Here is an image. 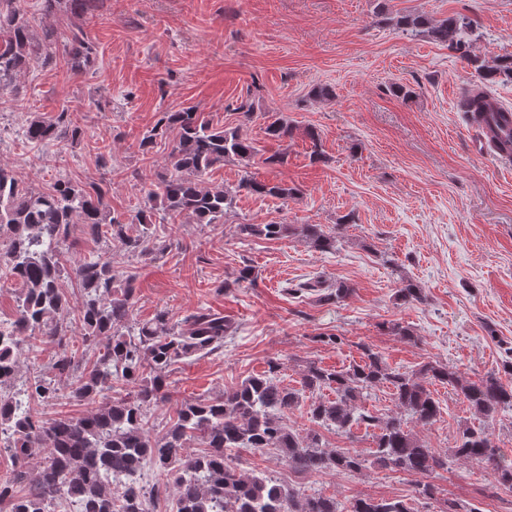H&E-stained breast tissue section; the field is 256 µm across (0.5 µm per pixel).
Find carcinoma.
Instances as JSON below:
<instances>
[{
	"instance_id": "cac0c4a2",
	"label": "carcinoma",
	"mask_w": 512,
	"mask_h": 512,
	"mask_svg": "<svg viewBox=\"0 0 512 512\" xmlns=\"http://www.w3.org/2000/svg\"><path fill=\"white\" fill-rule=\"evenodd\" d=\"M22 2L0 0V92L17 86L33 66L56 62L58 31L48 28L38 37ZM100 3L43 0V10L47 16L63 12L85 17L95 15ZM396 25L448 45L474 66L484 83L512 81V55L488 66L469 54L473 24L466 17L429 27L422 15H404ZM64 43L62 60L70 73H82L96 59L97 47L82 29L69 31ZM265 134L281 141L292 137L294 128L273 115ZM83 136V128L65 109L54 116L36 113L24 129L29 142L61 150ZM164 136L175 174L152 184L145 206L129 217L112 210L103 181L59 179L44 190H33L14 168L0 163V273L18 286L16 316L0 324V386L16 379L22 343L49 342L56 347L51 373L37 372L25 380L22 394L28 402L0 396V449L16 461L10 477L0 479V505L8 512H53L55 503L70 499L80 505V512H148L152 491L139 476L149 462L174 476L173 512H411L401 499L364 497L343 503L323 493H300L269 475L240 469L235 463L240 448L274 449L300 474L360 473L371 465L417 475L415 492L427 500L440 493L432 481L436 471L456 461L490 469L497 486L511 490L512 460L500 457L484 427L464 428L452 457L446 459L414 436L411 426L430 425L440 416L439 401L430 389L435 384L450 386L486 420L512 415V380L489 375L469 381L456 368L437 363L400 371L388 367L369 347L363 348L362 362L346 369L308 363L298 389L281 384L280 365L271 361L264 373L221 395L178 405L162 436L150 435L148 410L170 400L171 367L222 350L234 326L204 307L177 322L165 310L146 322L133 319L136 278L117 269L112 244H120L131 256L163 252L180 241L173 237V224L157 233L158 211L163 222L181 217L215 228L224 223L243 189L279 200L295 194L284 183L251 178L231 189L205 185L202 176L214 166L228 159L248 161L257 153L253 140L238 127H217L192 107L163 112L138 149L146 154ZM78 224L104 248L71 257L70 238ZM235 233L265 239L297 234L321 252L336 250V236L320 224H238ZM65 279L84 294L80 352L70 347L71 324L63 317L68 307ZM353 291L338 282L321 299L340 303ZM395 296L403 303L424 300L423 288L408 279L401 281ZM381 384L392 388L397 409L386 418L359 407L369 390ZM323 389L335 398L311 403V421L341 435L351 434L361 422L378 430L371 458L329 449L318 432L303 436L288 426L287 414L299 406L302 394ZM64 391L88 407L87 413L43 417L37 407L54 404ZM191 442L202 447L193 456L184 452ZM36 448L46 454L32 477L28 460Z\"/></svg>"
}]
</instances>
